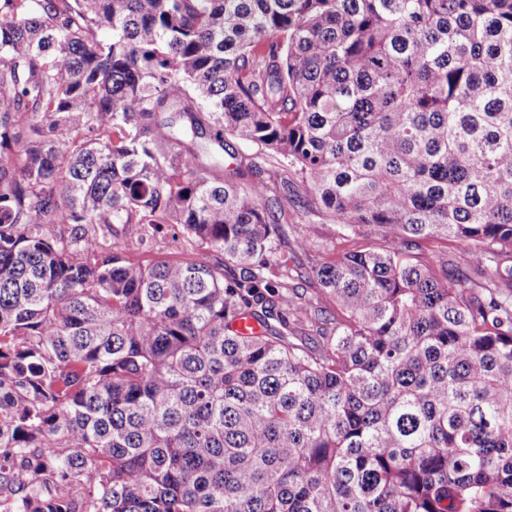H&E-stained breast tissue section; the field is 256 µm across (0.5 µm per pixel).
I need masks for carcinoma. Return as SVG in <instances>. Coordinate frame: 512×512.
I'll return each instance as SVG.
<instances>
[{
  "instance_id": "cac0c4a2",
  "label": "carcinoma",
  "mask_w": 512,
  "mask_h": 512,
  "mask_svg": "<svg viewBox=\"0 0 512 512\" xmlns=\"http://www.w3.org/2000/svg\"><path fill=\"white\" fill-rule=\"evenodd\" d=\"M0 512H512V0H0ZM254 153L253 150H248L239 144L235 139L228 137L224 141V175L226 178L238 182L244 183L246 181L251 180L252 174L251 170L248 169L247 163L248 160L243 159V163L240 164V154L248 155ZM235 157L236 159H233ZM237 166H239L241 176L236 173L234 170ZM292 182L286 185L278 184L276 196L280 203L282 214L279 212L280 221L283 224H295L296 227H303L297 224H321L323 221L318 214L306 213L303 206L307 204V198L299 183L292 177ZM127 248V255L131 259L143 263L160 257L180 259L187 257V254L183 252L181 246L173 243L170 235L166 231L160 232L154 237L150 236V238L142 244L138 242L129 243Z\"/></svg>"
}]
</instances>
